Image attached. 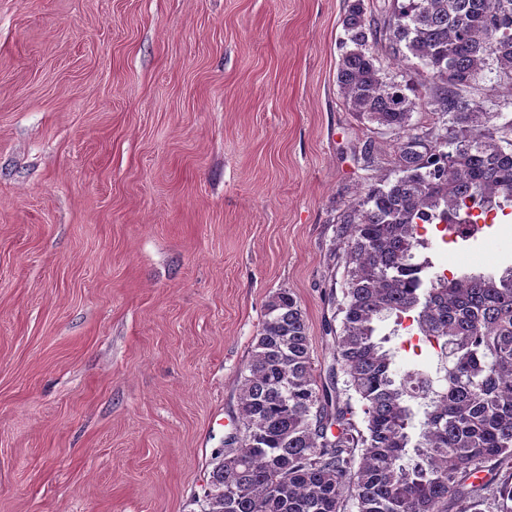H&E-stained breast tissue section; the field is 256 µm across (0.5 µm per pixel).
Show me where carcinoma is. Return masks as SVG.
<instances>
[{"mask_svg":"<svg viewBox=\"0 0 512 512\" xmlns=\"http://www.w3.org/2000/svg\"><path fill=\"white\" fill-rule=\"evenodd\" d=\"M337 83L362 122L397 135L393 182L340 215L346 278L334 333L343 402L319 384L306 316L286 290L266 304L200 512H512V482L469 479L512 461V264L495 276L434 271L418 237L441 224L463 242L473 211L512 207V119L465 92L495 71L512 86V0H392L377 20L348 0ZM419 59V86L387 77L378 45ZM437 115L423 131L415 110ZM409 318L444 353L400 367L382 322Z\"/></svg>","mask_w":512,"mask_h":512,"instance_id":"obj_1","label":"carcinoma"}]
</instances>
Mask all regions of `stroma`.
Wrapping results in <instances>:
<instances>
[{"mask_svg":"<svg viewBox=\"0 0 512 512\" xmlns=\"http://www.w3.org/2000/svg\"><path fill=\"white\" fill-rule=\"evenodd\" d=\"M346 5L0 0V512H199L275 292L325 378L339 216L397 176L336 80ZM478 221L422 228L437 272L512 255Z\"/></svg>","mask_w":512,"mask_h":512,"instance_id":"35a3bbf8","label":"stroma"}]
</instances>
